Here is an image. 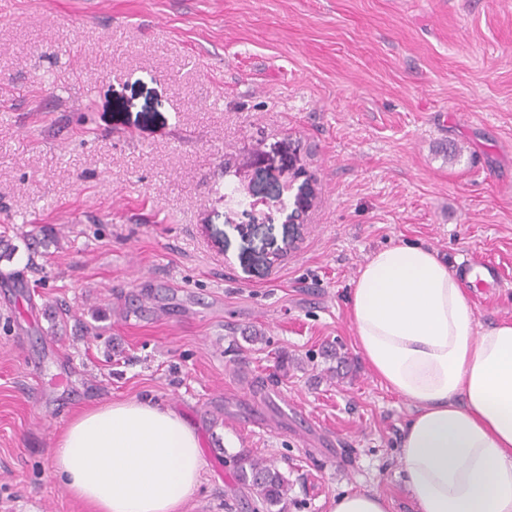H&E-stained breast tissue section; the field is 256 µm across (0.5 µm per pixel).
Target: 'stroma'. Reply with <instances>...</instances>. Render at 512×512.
<instances>
[{"mask_svg": "<svg viewBox=\"0 0 512 512\" xmlns=\"http://www.w3.org/2000/svg\"><path fill=\"white\" fill-rule=\"evenodd\" d=\"M0 239V512H85L51 450L133 398L198 433L185 512H251L242 452L415 512L347 298L421 243L512 320V0H0ZM468 263H466L463 267L464 270L468 273L473 272L474 270H477L475 280L476 284H482V288H488V286H500L502 283V276L500 269L492 264L488 263L486 265L482 264L481 262L476 263L472 262L470 260H467ZM481 276L489 277V279H482Z\"/></svg>", "mask_w": 512, "mask_h": 512, "instance_id": "1", "label": "stroma"}]
</instances>
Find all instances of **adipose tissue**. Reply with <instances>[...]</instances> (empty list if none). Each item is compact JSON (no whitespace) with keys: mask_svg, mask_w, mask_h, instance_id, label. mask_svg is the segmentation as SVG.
I'll list each match as a JSON object with an SVG mask.
<instances>
[{"mask_svg":"<svg viewBox=\"0 0 512 512\" xmlns=\"http://www.w3.org/2000/svg\"><path fill=\"white\" fill-rule=\"evenodd\" d=\"M348 302L359 354L412 407L400 465L417 512H512V322L476 331L458 277L413 244L373 252ZM51 460L92 512H183L204 467L196 430L146 398L81 412Z\"/></svg>","mask_w":512,"mask_h":512,"instance_id":"1","label":"adipose tissue"}]
</instances>
